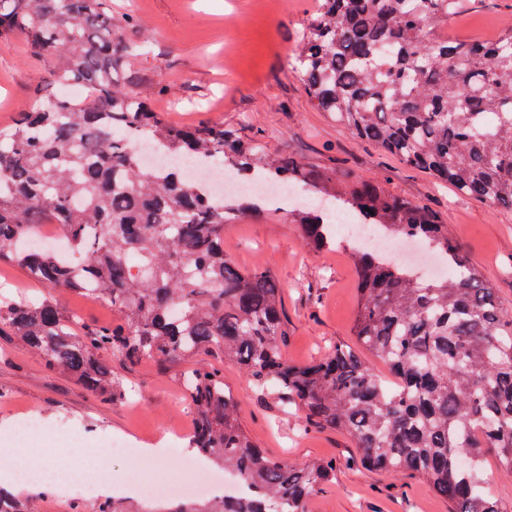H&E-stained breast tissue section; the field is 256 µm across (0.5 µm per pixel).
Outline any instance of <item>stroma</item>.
<instances>
[{
	"label": "stroma",
	"mask_w": 512,
	"mask_h": 512,
	"mask_svg": "<svg viewBox=\"0 0 512 512\" xmlns=\"http://www.w3.org/2000/svg\"><path fill=\"white\" fill-rule=\"evenodd\" d=\"M112 6L133 18L128 41H150L127 70L129 91L147 96L177 124L261 128L269 152L308 165L335 163L337 174L353 181L387 173L392 192L423 198L438 212L449 236L512 315V211L435 185L354 139L312 106L291 62L318 0H112ZM510 28L512 0H463L448 34L491 39ZM42 74L22 39L0 38V127L32 106ZM224 249L239 267H263L277 278L288 320L282 348L290 361L310 362L336 343L351 341L357 279L347 247L309 252L290 213L280 209L230 220ZM112 370L126 396L107 404L67 376L48 375L38 355L0 336V468L10 461V430L20 418L33 416L44 427L40 445L47 461L71 465L73 436H85L90 447L102 449L112 436L140 448L167 446V468L180 472L179 448L192 431L193 414L176 372L117 361ZM223 371L240 422L264 453L294 464H335L333 486L309 499L308 512H450L448 502L420 477L369 470L347 436L300 432L301 412L280 408L239 368L227 364Z\"/></svg>",
	"instance_id": "obj_1"
}]
</instances>
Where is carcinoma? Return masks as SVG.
<instances>
[{"label": "carcinoma", "mask_w": 512, "mask_h": 512, "mask_svg": "<svg viewBox=\"0 0 512 512\" xmlns=\"http://www.w3.org/2000/svg\"><path fill=\"white\" fill-rule=\"evenodd\" d=\"M460 0H319L304 26L294 68L313 104L355 139L480 205L512 209V30L465 41L441 31ZM132 18L112 0H0V37L23 36L44 62L40 88L79 82L85 98L36 104L0 128V264L21 267L62 293L118 311L108 326L64 314L50 297L0 296V335L36 351L107 402L125 396L108 361L174 369L194 417L187 447L250 488L236 499L174 501L163 512H307L336 465L302 466L265 455L238 420L221 369H243L255 387L303 413L301 428L347 434L379 472H412L453 512H508L483 488V450L512 473V316L422 199L384 181H341L266 151L222 125L162 119L117 79L131 53ZM142 131L162 154L296 185L316 200L290 211L304 245L336 247L326 211L415 238L443 256L445 277L424 278L352 253L359 300L357 342L397 381L378 377L344 344L297 364L282 351V293L270 271L240 270L224 251L229 219L261 208L249 194L215 203L173 165H146L125 142ZM56 225L73 262L41 248ZM0 512H34L0 489ZM93 512H156L104 498Z\"/></svg>", "instance_id": "1"}]
</instances>
